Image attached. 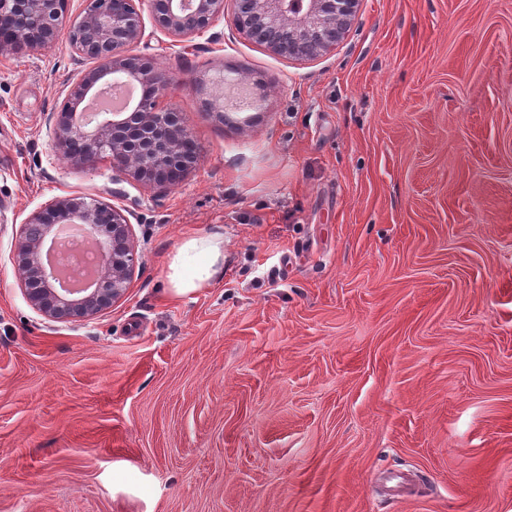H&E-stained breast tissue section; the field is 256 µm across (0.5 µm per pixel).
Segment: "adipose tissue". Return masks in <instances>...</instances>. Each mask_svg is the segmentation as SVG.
I'll return each mask as SVG.
<instances>
[{"label":"adipose tissue","mask_w":512,"mask_h":512,"mask_svg":"<svg viewBox=\"0 0 512 512\" xmlns=\"http://www.w3.org/2000/svg\"><path fill=\"white\" fill-rule=\"evenodd\" d=\"M224 274V237L214 232L183 242L169 263L168 282L179 295L210 285Z\"/></svg>","instance_id":"obj_1"}]
</instances>
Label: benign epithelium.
Wrapping results in <instances>:
<instances>
[{
  "mask_svg": "<svg viewBox=\"0 0 512 512\" xmlns=\"http://www.w3.org/2000/svg\"><path fill=\"white\" fill-rule=\"evenodd\" d=\"M359 0H86L69 44L76 54L96 60L70 89L69 103L57 114L54 136L74 161L112 160V170L163 188L179 185L197 162L194 139L174 109H161L158 95L171 83L153 61L134 54L146 44L144 15L154 28L184 45L209 32L220 20L270 53L290 61H312L339 44L353 22ZM65 0H0V49L26 52L48 48L58 39ZM121 76L150 89L124 112L92 124L76 120L77 109L96 86ZM124 206L66 193L43 204L21 225L15 261L22 287L36 312L55 323L89 322L126 293L137 250ZM75 224L95 244L101 267L97 287L60 288L57 268L43 252L56 250L58 228Z\"/></svg>",
  "mask_w": 512,
  "mask_h": 512,
  "instance_id": "7a95c632",
  "label": "benign epithelium"
}]
</instances>
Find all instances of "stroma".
I'll use <instances>...</instances> for the list:
<instances>
[{
	"instance_id": "1",
	"label": "stroma",
	"mask_w": 512,
	"mask_h": 512,
	"mask_svg": "<svg viewBox=\"0 0 512 512\" xmlns=\"http://www.w3.org/2000/svg\"><path fill=\"white\" fill-rule=\"evenodd\" d=\"M84 8L0 51V512H512V0H360L306 63L227 21L138 48L198 147L169 190L55 147ZM218 79L225 121L192 87ZM65 193L131 205L139 250L85 323L34 311L14 261ZM218 227L223 278L170 291Z\"/></svg>"
}]
</instances>
